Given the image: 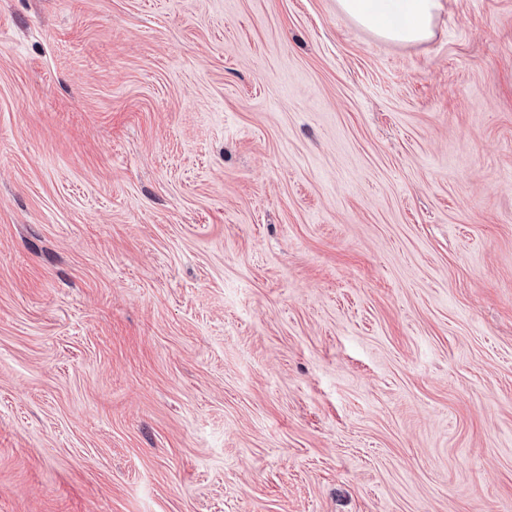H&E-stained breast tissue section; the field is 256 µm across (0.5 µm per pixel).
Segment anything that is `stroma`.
I'll return each instance as SVG.
<instances>
[{"label":"stroma","mask_w":512,"mask_h":512,"mask_svg":"<svg viewBox=\"0 0 512 512\" xmlns=\"http://www.w3.org/2000/svg\"><path fill=\"white\" fill-rule=\"evenodd\" d=\"M0 0V512H512V0ZM340 10L383 40L415 43L428 40L441 0H337Z\"/></svg>","instance_id":"obj_1"}]
</instances>
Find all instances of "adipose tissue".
Here are the masks:
<instances>
[{
    "label": "adipose tissue",
    "mask_w": 512,
    "mask_h": 512,
    "mask_svg": "<svg viewBox=\"0 0 512 512\" xmlns=\"http://www.w3.org/2000/svg\"><path fill=\"white\" fill-rule=\"evenodd\" d=\"M340 10L383 40H428L442 8L441 0H337Z\"/></svg>",
    "instance_id": "obj_1"
}]
</instances>
